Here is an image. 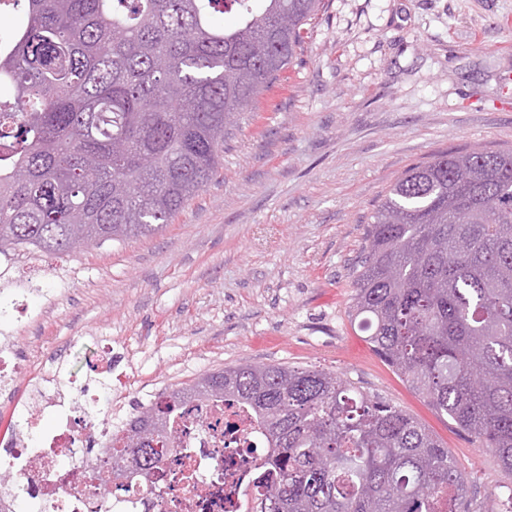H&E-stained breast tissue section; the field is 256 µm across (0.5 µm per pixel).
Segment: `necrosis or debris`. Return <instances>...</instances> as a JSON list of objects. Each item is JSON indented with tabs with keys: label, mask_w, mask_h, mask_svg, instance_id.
<instances>
[{
	"label": "necrosis or debris",
	"mask_w": 512,
	"mask_h": 512,
	"mask_svg": "<svg viewBox=\"0 0 512 512\" xmlns=\"http://www.w3.org/2000/svg\"><path fill=\"white\" fill-rule=\"evenodd\" d=\"M30 410L11 432L0 433V469L19 478L48 512H246L258 494L243 447H263L264 437L244 406L221 400L190 401L173 420L178 440L157 466L126 489L117 461L101 494L92 468L102 430L84 431L80 420L111 424V404L100 405L86 384L55 372L27 392Z\"/></svg>",
	"instance_id": "4bbe7bcc"
}]
</instances>
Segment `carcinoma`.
I'll use <instances>...</instances> for the list:
<instances>
[{
    "label": "carcinoma",
    "instance_id": "obj_1",
    "mask_svg": "<svg viewBox=\"0 0 512 512\" xmlns=\"http://www.w3.org/2000/svg\"><path fill=\"white\" fill-rule=\"evenodd\" d=\"M0 53V254L73 252L163 232L224 157L237 116L291 64L324 0H13ZM239 14L226 30L220 16ZM352 320L432 408L512 480V150L444 152L408 169L371 216ZM260 422L247 512H494L452 453L347 378L243 362L163 391L97 469L146 473L190 400Z\"/></svg>",
    "mask_w": 512,
    "mask_h": 512
}]
</instances>
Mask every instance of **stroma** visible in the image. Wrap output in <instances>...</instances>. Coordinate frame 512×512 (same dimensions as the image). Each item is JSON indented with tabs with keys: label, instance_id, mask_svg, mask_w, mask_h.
Listing matches in <instances>:
<instances>
[{
	"label": "stroma",
	"instance_id": "1",
	"mask_svg": "<svg viewBox=\"0 0 512 512\" xmlns=\"http://www.w3.org/2000/svg\"><path fill=\"white\" fill-rule=\"evenodd\" d=\"M512 149V0H325L304 49L236 117L217 175L165 231L17 274L0 315L18 388L62 352L94 382L101 341L126 402L242 362L317 368L398 406L448 446L474 503L506 502L495 454L372 351L349 302L367 226L406 170L464 147Z\"/></svg>",
	"mask_w": 512,
	"mask_h": 512
}]
</instances>
